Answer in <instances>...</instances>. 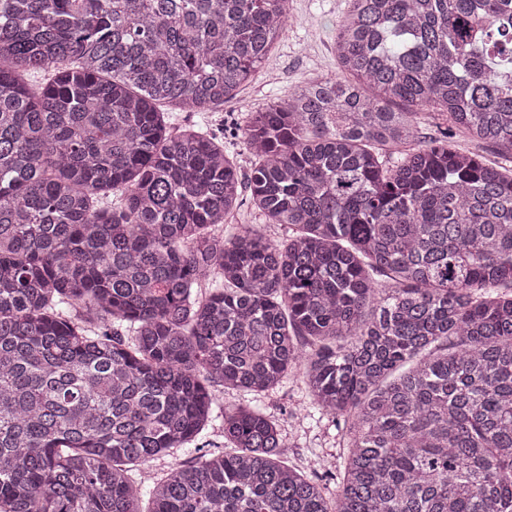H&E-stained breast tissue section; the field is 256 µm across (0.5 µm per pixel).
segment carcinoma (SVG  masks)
Here are the masks:
<instances>
[{
    "instance_id": "cac0c4a2",
    "label": "carcinoma",
    "mask_w": 512,
    "mask_h": 512,
    "mask_svg": "<svg viewBox=\"0 0 512 512\" xmlns=\"http://www.w3.org/2000/svg\"><path fill=\"white\" fill-rule=\"evenodd\" d=\"M289 2L0 0V512H512V0H347L244 183L162 108L234 98ZM297 376L333 488L259 405Z\"/></svg>"
}]
</instances>
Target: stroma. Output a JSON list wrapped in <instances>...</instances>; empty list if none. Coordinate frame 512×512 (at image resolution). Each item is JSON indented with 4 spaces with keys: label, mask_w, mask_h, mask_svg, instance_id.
Instances as JSON below:
<instances>
[{
    "label": "stroma",
    "mask_w": 512,
    "mask_h": 512,
    "mask_svg": "<svg viewBox=\"0 0 512 512\" xmlns=\"http://www.w3.org/2000/svg\"><path fill=\"white\" fill-rule=\"evenodd\" d=\"M346 10V0H290L288 26L282 39L237 96L207 112H177V124L205 122L219 133L246 112L287 98L302 82L338 75L333 42L336 22ZM308 399L304 384L294 377L264 404L283 421L290 465L302 469L311 458L319 456L326 469H334L337 450L332 437L297 420Z\"/></svg>",
    "instance_id": "stroma-1"
}]
</instances>
